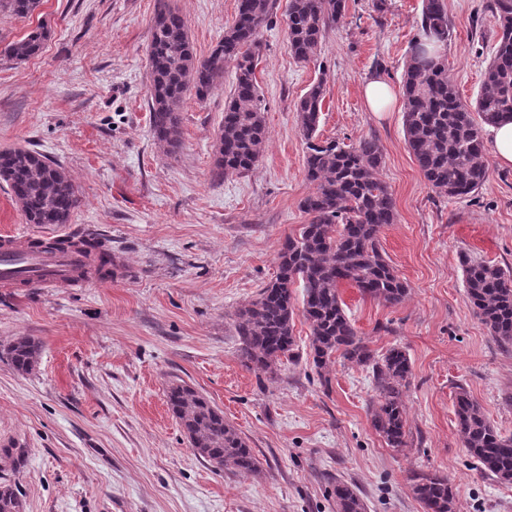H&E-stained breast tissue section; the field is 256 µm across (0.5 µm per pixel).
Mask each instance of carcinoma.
I'll return each mask as SVG.
<instances>
[{
	"mask_svg": "<svg viewBox=\"0 0 512 512\" xmlns=\"http://www.w3.org/2000/svg\"><path fill=\"white\" fill-rule=\"evenodd\" d=\"M39 5L40 0H0V7L16 17L32 15ZM274 6L275 0H238L234 24L200 58L173 0H156L147 103L150 131L160 149L168 154L181 149L180 112L186 97L206 99L222 85L224 68H234L232 93L214 145L212 177L218 182L251 171L267 138L256 67L260 33L273 23ZM345 7L346 0H288L291 55L299 62L314 60ZM493 9L499 39L471 108L461 103L442 53L452 31L445 0H423L419 33L410 42L402 77L405 137L427 185L440 196L462 198L482 187L487 179L483 128L512 121V0H493ZM47 37L45 29L33 31L8 45L5 53L25 61L40 53ZM325 83L320 76L309 84L295 109L306 149L305 175L314 186L301 202L310 221L281 243L275 278L234 313L240 359L257 378L275 377L298 359L294 316L301 313L310 328L312 366L322 382L329 383L337 358L365 368L376 393L373 427L389 447L406 448L403 394L410 385V357L400 347L383 354L372 351L346 314L339 293L346 281L386 305H397L408 294V285L387 261L379 240L381 229L396 221L392 193L378 177L383 147L373 136L350 146L318 138ZM0 181L8 185L28 224H67L80 204L66 170L35 149L0 150ZM80 244L91 273L116 274L119 264L99 254L97 241L82 239ZM460 264L467 302L490 335L512 347V272L467 253ZM297 282L303 291L299 311L292 291ZM40 349L32 336L17 338L9 349L13 368L29 372ZM166 398L191 447L212 467L242 477L259 471L260 462L246 440L203 394L185 382H173ZM454 406L460 440L478 468L511 483L512 436L500 433L462 387ZM1 488L0 512H19L18 490L5 482ZM413 493L425 512H455V493L446 476L421 477ZM333 495L336 512H367L352 484L336 481Z\"/></svg>",
	"mask_w": 512,
	"mask_h": 512,
	"instance_id": "1",
	"label": "carcinoma"
}]
</instances>
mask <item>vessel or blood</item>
I'll return each instance as SVG.
<instances>
[{"label":"vessel or blood","mask_w":512,"mask_h":512,"mask_svg":"<svg viewBox=\"0 0 512 512\" xmlns=\"http://www.w3.org/2000/svg\"><path fill=\"white\" fill-rule=\"evenodd\" d=\"M85 263V255L75 246L36 247L27 238H7L0 241V286H69L77 282Z\"/></svg>","instance_id":"vessel-or-blood-1"}]
</instances>
